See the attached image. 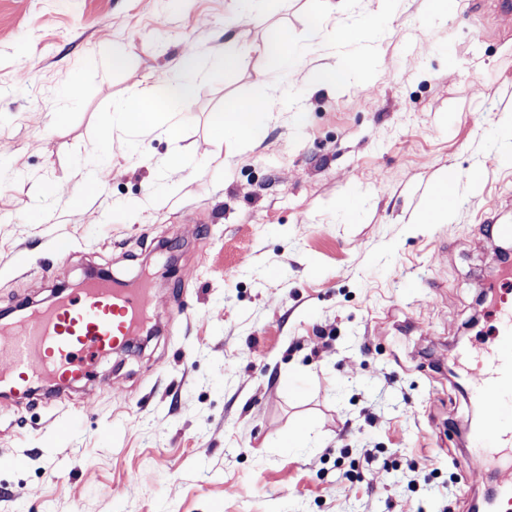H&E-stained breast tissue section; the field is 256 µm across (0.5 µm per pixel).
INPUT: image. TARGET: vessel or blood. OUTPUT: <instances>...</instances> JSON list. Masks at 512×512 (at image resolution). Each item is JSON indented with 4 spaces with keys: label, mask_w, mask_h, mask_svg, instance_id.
Wrapping results in <instances>:
<instances>
[{
    "label": "vessel or blood",
    "mask_w": 512,
    "mask_h": 512,
    "mask_svg": "<svg viewBox=\"0 0 512 512\" xmlns=\"http://www.w3.org/2000/svg\"><path fill=\"white\" fill-rule=\"evenodd\" d=\"M147 283L100 279L72 295L0 321V389L30 395L67 388L94 358L138 333L150 309ZM484 338L464 356L483 419L472 432V462L504 463L498 512H512V275L494 304Z\"/></svg>",
    "instance_id": "b4317fda"
}]
</instances>
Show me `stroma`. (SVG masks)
<instances>
[{
  "label": "stroma",
  "mask_w": 512,
  "mask_h": 512,
  "mask_svg": "<svg viewBox=\"0 0 512 512\" xmlns=\"http://www.w3.org/2000/svg\"><path fill=\"white\" fill-rule=\"evenodd\" d=\"M328 2L311 37L309 0H0V311L93 270L153 283L149 339L67 396L0 397V454L25 459L0 512H472L492 484L457 357L489 326L488 227L512 224V19L400 0L371 81L300 94L250 140L216 131L227 100L300 93L258 52L268 29L337 62ZM232 44L250 51L199 83L189 132L137 154L114 135L91 165L106 104ZM450 172L447 223H418Z\"/></svg>",
  "instance_id": "stroma-1"
}]
</instances>
